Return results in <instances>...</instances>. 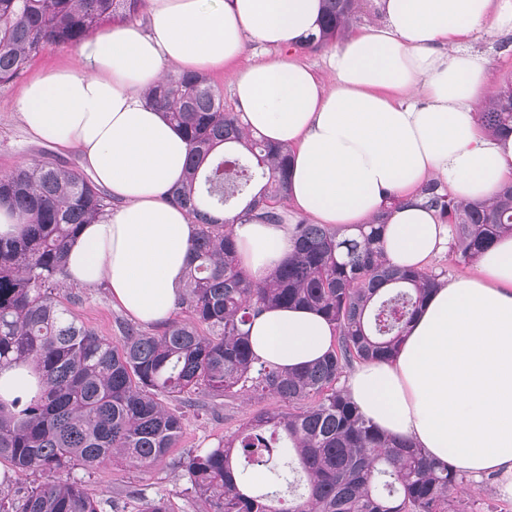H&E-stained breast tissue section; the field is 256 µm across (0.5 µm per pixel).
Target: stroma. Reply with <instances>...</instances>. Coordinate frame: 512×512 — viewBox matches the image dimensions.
Segmentation results:
<instances>
[{
    "label": "stroma",
    "mask_w": 512,
    "mask_h": 512,
    "mask_svg": "<svg viewBox=\"0 0 512 512\" xmlns=\"http://www.w3.org/2000/svg\"><path fill=\"white\" fill-rule=\"evenodd\" d=\"M471 49L488 62L489 77L480 93L486 102L501 91L505 78L512 76V30L486 23L473 39ZM60 68L81 70L76 48L46 50L19 77L0 85V175L22 163L45 159L83 172L77 151L63 152L35 140L23 127L16 110L17 99L30 81ZM60 297L80 323L100 336L119 340V326L128 322L129 317L113 305L106 288H76L66 283L61 287ZM271 405L268 399L259 403L227 398L203 407H183V432L165 461L148 472L109 464L95 474L84 475L85 487L100 501L102 512H139L144 499L159 493L169 498L173 512H200L202 503L189 487L178 464L180 457L192 450L199 452L215 446L224 434L245 423L259 407ZM496 484V476L489 475L465 485L458 494L465 512H512V499L500 497Z\"/></svg>",
    "instance_id": "stroma-1"
}]
</instances>
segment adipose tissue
I'll list each match as a JSON object with an SVG mask.
<instances>
[{
  "label": "adipose tissue",
  "mask_w": 512,
  "mask_h": 512,
  "mask_svg": "<svg viewBox=\"0 0 512 512\" xmlns=\"http://www.w3.org/2000/svg\"><path fill=\"white\" fill-rule=\"evenodd\" d=\"M385 27L333 50L334 89L282 49L317 33L321 0H148L146 23L113 24L79 47L84 72L66 68L30 82L19 117L35 137L77 149L116 204L69 245L68 283L105 286L113 305L145 325L175 308L197 226L168 190L186 177L189 144L145 100L171 68L224 66L248 43L269 59L238 75L233 93L246 131L290 147L289 198L318 224L372 220L387 194L429 179L457 200L489 202L512 176V135L479 126L487 61L469 50L486 20L512 29V0H386ZM244 270L264 279L292 250L290 227L224 211ZM450 229L415 206L392 209L387 262L422 269ZM260 362L300 369L330 349L335 329L307 308H272L249 326ZM345 389L381 430L404 436L472 478L496 472L512 499V236L475 274L444 282L410 323L398 353L358 365Z\"/></svg>",
  "instance_id": "ef3b65f1"
}]
</instances>
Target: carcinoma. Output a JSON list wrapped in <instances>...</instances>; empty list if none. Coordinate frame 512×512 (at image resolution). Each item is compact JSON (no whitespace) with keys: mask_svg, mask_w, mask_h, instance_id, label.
<instances>
[{"mask_svg":"<svg viewBox=\"0 0 512 512\" xmlns=\"http://www.w3.org/2000/svg\"><path fill=\"white\" fill-rule=\"evenodd\" d=\"M359 0H322L318 50L354 24ZM144 0H0V84L50 48L77 46L109 19L131 21ZM148 103L190 146L186 186L172 190L198 225L177 308L154 333L127 325L117 344L78 323L57 299L67 246L107 207L91 181L52 161L0 175V203L17 212L22 232L0 237V373L31 367L33 382L0 395V460L43 481L0 512H101L83 481L70 476L108 463L147 472L182 434L178 401L244 393L273 399L217 446L180 462L202 512H464L452 494L470 482L407 439L385 435L340 386L353 363L394 356L431 291L433 270H400L383 257L382 229L395 194L355 234L299 220L293 249L264 280L239 265L232 230L212 209L246 203L244 215L283 223L292 151L244 133L240 113L200 73L172 72L146 93ZM480 121L491 135L512 133V83L489 100ZM412 199L451 226L455 261L469 264L512 235V181L490 203H465L433 179ZM313 309L333 323V348L320 362L288 371L257 363L246 329L265 308ZM288 458L305 492L277 498L249 483L242 458L264 465Z\"/></svg>","mask_w":512,"mask_h":512,"instance_id":"cac0c4a2","label":"carcinoma"}]
</instances>
